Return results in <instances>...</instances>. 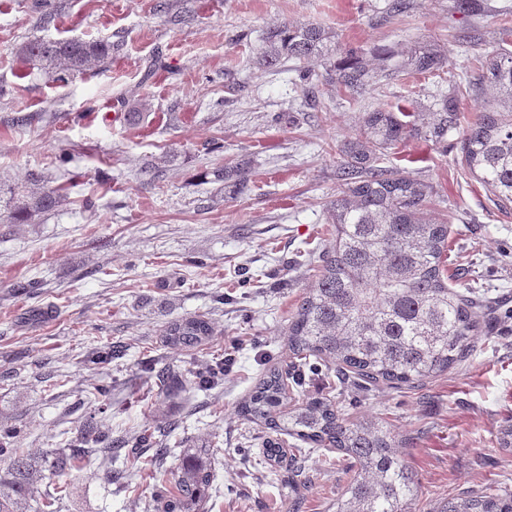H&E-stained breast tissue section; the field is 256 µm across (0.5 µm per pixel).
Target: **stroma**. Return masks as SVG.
Instances as JSON below:
<instances>
[{"label":"stroma","instance_id":"obj_1","mask_svg":"<svg viewBox=\"0 0 512 512\" xmlns=\"http://www.w3.org/2000/svg\"><path fill=\"white\" fill-rule=\"evenodd\" d=\"M50 2L44 25L36 0H0V184L40 171L68 187L65 204L39 223H0V422L18 427V447L34 452L59 447L97 407L116 440L175 424L153 471L117 460V485L87 456L54 476L66 490L61 512H144L158 488L173 487L182 444L195 440L219 451V491L206 512H331L351 459L317 448L309 483L290 488L248 464L273 432L239 407L269 370L293 375L288 324L335 241L326 207L339 150L357 138L363 112L396 103L428 112L449 78L476 79L478 59L512 26V0H481L471 16L455 0H412L408 13L388 18L389 0ZM285 22L319 25L372 64L383 50L420 43L438 46L447 63L439 75L402 73L358 99L325 87L312 101L294 85L295 61L261 63L266 31ZM32 36L105 40L112 56L60 82L18 61ZM143 101L144 119L130 123ZM213 140L221 151H206ZM66 148L73 155L63 165ZM241 158L251 167L245 194L202 179ZM382 164L432 186L427 212L449 221L448 276L458 291L492 299L497 316L472 352L423 386L341 385L335 366L318 360L291 392L399 432L418 480L417 512L463 491H512V452L498 445L512 424V208L463 165L458 132L440 145L409 139ZM147 165L150 182L140 176ZM193 315L211 319L212 339L191 351L166 346V323ZM118 345L124 357L87 362ZM218 359L222 384L156 406L157 371ZM103 382L111 397L94 398Z\"/></svg>","mask_w":512,"mask_h":512}]
</instances>
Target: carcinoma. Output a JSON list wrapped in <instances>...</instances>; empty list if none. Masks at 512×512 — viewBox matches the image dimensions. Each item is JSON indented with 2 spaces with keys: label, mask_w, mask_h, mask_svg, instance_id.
<instances>
[{
  "label": "carcinoma",
  "mask_w": 512,
  "mask_h": 512,
  "mask_svg": "<svg viewBox=\"0 0 512 512\" xmlns=\"http://www.w3.org/2000/svg\"><path fill=\"white\" fill-rule=\"evenodd\" d=\"M332 38L333 33L316 24L282 23L266 32L263 65L272 68L284 58L302 63L325 57ZM16 55L62 81L112 56V43L33 37ZM393 58L387 55L385 64L373 71L362 57L349 52L334 65L327 82L336 92L352 96L401 70L426 75L445 67L444 57L431 45L388 64ZM477 85L488 87L489 96L462 132V161L499 207H511L512 51L501 48L487 55ZM460 105V84L450 80L448 93L438 100L426 126L402 120L400 107L364 113L358 138L341 150L338 192L326 208L335 243L322 256L320 273L288 325V348L299 360L327 359L342 379L358 386L419 387L469 352L488 314L476 292L461 293L448 283V222L424 215L432 188L403 169L378 165L389 150L411 137L444 142L460 125ZM249 165L243 158L233 166L215 167L209 175L229 193L240 194L248 187ZM66 198V186L52 185L43 173L33 172L25 186L6 189L0 202L8 223L35 224ZM163 336L174 348L190 349L209 341L214 327L204 315L176 318L164 327ZM196 379L219 386L224 362L208 364L190 377L165 370L157 376L158 391L163 397L180 393ZM288 399V386L273 369L242 403L240 413L307 444L291 449L293 462L304 460L310 445L334 448L354 461V474L336 499L335 512H412L416 476L383 420L364 415L348 421L321 399L297 401L285 412ZM18 436L17 430L0 424V456L11 460L0 468V512H60V497L50 491L38 494V485L87 453L97 451L110 459L118 452L112 446V426L94 414L84 417L79 434L67 440L66 447L49 453L13 447ZM162 437L154 431L127 439V459L136 461L152 450L151 465L159 466L167 448L153 445ZM211 456L206 445L189 448L178 467L175 492L157 491L148 510L203 512L214 480ZM432 512H512V492L466 491Z\"/></svg>",
  "instance_id": "1"
}]
</instances>
